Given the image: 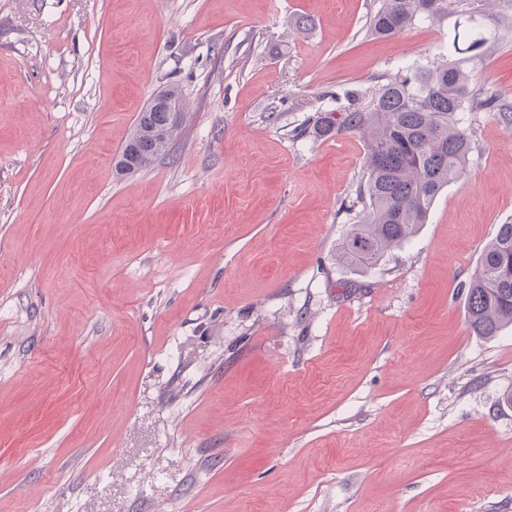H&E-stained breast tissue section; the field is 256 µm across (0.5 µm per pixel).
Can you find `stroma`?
Returning a JSON list of instances; mask_svg holds the SVG:
<instances>
[{"label":"stroma","instance_id":"stroma-1","mask_svg":"<svg viewBox=\"0 0 512 512\" xmlns=\"http://www.w3.org/2000/svg\"><path fill=\"white\" fill-rule=\"evenodd\" d=\"M379 0H0V512H512V327L466 286L512 222V130L358 273L362 136L306 133L455 19ZM478 74L512 101V7ZM171 154L116 175L167 85Z\"/></svg>","mask_w":512,"mask_h":512}]
</instances>
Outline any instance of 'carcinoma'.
<instances>
[{
    "instance_id": "cac0c4a2",
    "label": "carcinoma",
    "mask_w": 512,
    "mask_h": 512,
    "mask_svg": "<svg viewBox=\"0 0 512 512\" xmlns=\"http://www.w3.org/2000/svg\"><path fill=\"white\" fill-rule=\"evenodd\" d=\"M483 0H380L367 32L396 35L420 20L450 14L466 18L448 58L416 65L364 94L351 95L343 112H324L311 133L327 137L358 132L366 144L364 183L357 191L361 216L342 241L338 260L349 266L376 265L426 223L441 192L460 180L473 148L459 112H492L512 124V102L491 85L474 82L489 42L473 26ZM185 121L146 107L125 144L136 153V170L170 155ZM466 315L477 336L492 338L512 325V224L500 225L483 249L468 283Z\"/></svg>"
}]
</instances>
